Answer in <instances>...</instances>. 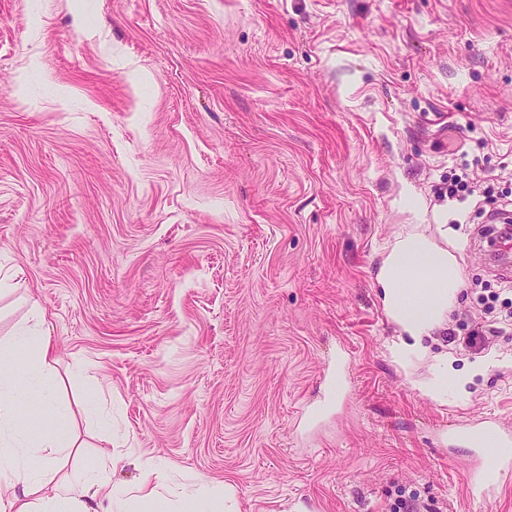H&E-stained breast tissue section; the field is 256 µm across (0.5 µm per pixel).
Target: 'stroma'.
<instances>
[{
	"mask_svg": "<svg viewBox=\"0 0 512 512\" xmlns=\"http://www.w3.org/2000/svg\"><path fill=\"white\" fill-rule=\"evenodd\" d=\"M462 169L496 203L449 197ZM495 207L512 0H0V338L50 327L70 474L108 438L113 485L152 459L168 484L232 485L237 512H389L401 491L512 512V474L471 501L444 436L512 426V330L480 353L428 338L452 376L433 399L376 281L401 225H446L448 326L491 324L500 271L470 234Z\"/></svg>",
	"mask_w": 512,
	"mask_h": 512,
	"instance_id": "obj_1",
	"label": "stroma"
}]
</instances>
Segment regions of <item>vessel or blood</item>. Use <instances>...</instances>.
Returning a JSON list of instances; mask_svg holds the SVG:
<instances>
[{
  "label": "vessel or blood",
  "mask_w": 512,
  "mask_h": 512,
  "mask_svg": "<svg viewBox=\"0 0 512 512\" xmlns=\"http://www.w3.org/2000/svg\"><path fill=\"white\" fill-rule=\"evenodd\" d=\"M452 442H465L474 461L465 476L470 499L487 502L499 491L498 479L512 472V427L484 419L448 430Z\"/></svg>",
  "instance_id": "1"
}]
</instances>
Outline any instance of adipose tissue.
<instances>
[{
    "label": "adipose tissue",
    "mask_w": 512,
    "mask_h": 512,
    "mask_svg": "<svg viewBox=\"0 0 512 512\" xmlns=\"http://www.w3.org/2000/svg\"><path fill=\"white\" fill-rule=\"evenodd\" d=\"M377 282L388 318L397 326L400 345L395 356L428 354L424 338L431 336L448 319L462 287L458 260L434 235L412 224L397 234L384 252ZM35 348L31 367L20 368L18 350ZM55 345L50 329L43 323L21 327L0 341V512H57L59 502L72 504V512H82L83 498L94 494L107 501L110 512H166L176 503V512H236L230 487L200 485L181 489L174 497L156 491L132 499L126 491L98 475L74 480L59 478L63 460L73 445L58 425H50L37 442H30L16 425V409L21 395L36 398L39 406L52 408L53 399L45 391L43 377L54 359ZM38 445L44 451L39 469L28 465V450Z\"/></svg>",
    "instance_id": "obj_1"
}]
</instances>
